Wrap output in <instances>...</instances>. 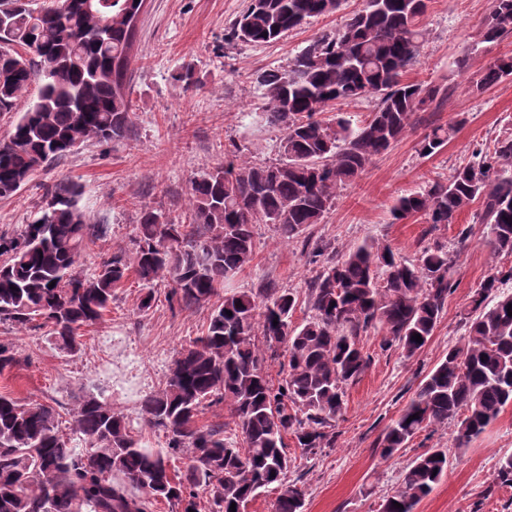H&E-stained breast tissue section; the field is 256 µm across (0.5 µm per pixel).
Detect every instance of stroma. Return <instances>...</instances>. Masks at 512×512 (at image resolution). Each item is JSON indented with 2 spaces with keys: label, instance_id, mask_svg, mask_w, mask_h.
Masks as SVG:
<instances>
[{
  "label": "stroma",
  "instance_id": "obj_1",
  "mask_svg": "<svg viewBox=\"0 0 512 512\" xmlns=\"http://www.w3.org/2000/svg\"><path fill=\"white\" fill-rule=\"evenodd\" d=\"M247 2L147 0L127 89L132 129L118 141L80 144L15 194L0 198V233L14 234L31 223L51 185L78 183L80 206L91 223L107 228L76 263L78 274L88 278L112 253L134 256L144 210L188 223L192 180L212 171L226 153L257 164L275 161L283 133L260 119L266 101L253 82L254 72L287 66L313 37L334 30L342 15L360 8L362 0H344L339 12L311 19L267 44L228 37ZM490 10L491 0H429L426 35L406 78L442 87L445 96L438 109L419 113L413 128L374 157L302 237L286 241L272 226L257 225L254 259L231 281L237 290L263 285L293 289V322L298 325L311 314L308 285L319 269L311 255L313 244H328L342 255L373 239L412 260L425 246L440 242L458 254L456 287L423 350L409 358L397 348L382 350L377 331L361 336L371 364L345 388L334 447L307 457L295 438H288L292 463L287 481L303 490L304 512H378L383 497L400 488L412 460L431 448L447 449L448 472L416 512H470L476 505L481 512H512V488L493 484L498 459L512 454V406L466 448H455L452 425L417 434L388 460L377 448L425 376L465 336L474 290L496 267L512 265V257L491 254L483 225L473 221L474 208L436 230L421 217L398 220L392 214L400 197L435 182L449 183L458 168L473 161L477 149L512 135V78L481 92L475 89L491 62L512 54V33L483 42ZM188 69L196 80L190 88L179 79ZM448 124L454 131L447 144L435 155L421 156L425 134ZM464 230L469 233L465 239L460 236ZM153 293L151 308L139 310L143 288L128 277L103 318L80 329V348L71 354L57 348L47 328L0 322V340L12 344L16 357L15 365L0 373V393L57 403L62 414L83 397L104 398L127 417L143 447L166 452L168 436L145 423L141 399L165 384L178 353L205 333L213 306L172 301L165 281L156 282Z\"/></svg>",
  "mask_w": 512,
  "mask_h": 512
}]
</instances>
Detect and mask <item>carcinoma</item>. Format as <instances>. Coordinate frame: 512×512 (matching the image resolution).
<instances>
[{
    "mask_svg": "<svg viewBox=\"0 0 512 512\" xmlns=\"http://www.w3.org/2000/svg\"><path fill=\"white\" fill-rule=\"evenodd\" d=\"M145 3L58 0L36 11L27 0H0V112L16 111L29 88L39 85L37 99L0 141V197L81 143H108L129 133L126 88ZM340 5L249 0L231 37L269 43ZM426 12L427 0H363L362 9L313 39L288 66L256 72L254 82L267 100L264 120L283 131L281 159H227L194 179L190 224L144 212L130 261L118 252L93 277L74 274L99 226L79 206L77 184H53L37 218L14 236L0 234V322L24 326L40 319L60 347L74 351L76 331L102 318L129 274L147 287L168 278L177 301L200 304L252 261L255 225L270 224L292 240L320 223L337 191L442 99L441 87L404 80L419 55ZM511 33L512 0H491L482 40ZM511 77L512 55L500 56L476 88ZM366 95L378 104L363 123L320 118L336 102ZM451 132V125L432 128L420 154L436 153ZM476 201L490 249L512 254L511 136L477 152V161L459 168L449 183L400 198L394 215L421 214L436 229L455 223ZM454 268L453 255L440 243L408 261L365 240L344 256L321 261L308 286L312 316L298 326L292 325L296 298L290 291H224L205 335L179 352L164 386L141 401L144 421L167 433L170 454H188L179 473H171L167 455L134 439L124 415L104 399L90 396L69 411L71 430L91 448L87 454L70 446L54 406L0 395V512H152L157 501L171 512H196L195 488L202 484L211 487L214 512H231L233 502L244 507L282 484L290 467L287 435L307 455L333 447L332 422L344 408V388L370 365L359 336L378 330L381 348L398 347L408 358L427 345L454 288ZM509 283L512 265L498 268L473 292L467 335L448 348L387 427L378 443L382 458L393 457L421 431L451 422L456 447H466L512 405ZM415 334L422 342L412 339ZM275 343L287 353L277 384L263 366L265 357L278 356ZM213 401L230 407L241 441L198 426ZM447 470L448 450L418 455L379 512H415ZM495 485L512 488V454L499 459ZM303 508L304 492L294 484L278 497L276 512Z\"/></svg>",
    "mask_w": 512,
    "mask_h": 512,
    "instance_id": "1",
    "label": "carcinoma"
}]
</instances>
